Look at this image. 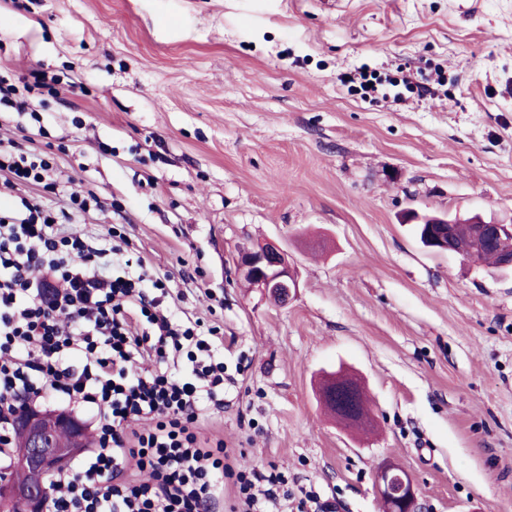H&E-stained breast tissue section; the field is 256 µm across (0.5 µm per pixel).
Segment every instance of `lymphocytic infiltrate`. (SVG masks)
I'll list each match as a JSON object with an SVG mask.
<instances>
[{
	"label": "lymphocytic infiltrate",
	"mask_w": 512,
	"mask_h": 512,
	"mask_svg": "<svg viewBox=\"0 0 512 512\" xmlns=\"http://www.w3.org/2000/svg\"><path fill=\"white\" fill-rule=\"evenodd\" d=\"M42 154L0 155L10 185H39ZM70 196L55 214L37 198L0 212V456L19 411L46 397L94 412L93 453L47 482L48 512H277L274 469L234 470L221 439L199 432L224 407L218 330L165 307V280L126 236L70 231L100 206Z\"/></svg>",
	"instance_id": "lymphocytic-infiltrate-1"
}]
</instances>
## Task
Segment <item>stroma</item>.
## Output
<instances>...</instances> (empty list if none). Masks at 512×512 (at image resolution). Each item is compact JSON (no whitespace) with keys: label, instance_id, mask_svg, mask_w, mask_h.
<instances>
[{"label":"stroma","instance_id":"obj_1","mask_svg":"<svg viewBox=\"0 0 512 512\" xmlns=\"http://www.w3.org/2000/svg\"><path fill=\"white\" fill-rule=\"evenodd\" d=\"M0 10V74L57 97L0 106V150L54 160L49 187L0 181V208L72 192L120 226L179 305L224 338V408L204 416L234 468L335 512H382L379 466L423 512H512V272L423 247L410 214L512 222V0H20ZM437 94L361 97L359 68ZM276 241L298 287L270 305L240 246ZM364 383L371 425L328 416L318 376ZM376 494L394 502L397 512H419V493L411 477L401 468L381 466L374 480Z\"/></svg>","mask_w":512,"mask_h":512}]
</instances>
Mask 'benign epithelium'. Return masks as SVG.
<instances>
[{"instance_id":"7a95c632","label":"benign epithelium","mask_w":512,"mask_h":512,"mask_svg":"<svg viewBox=\"0 0 512 512\" xmlns=\"http://www.w3.org/2000/svg\"><path fill=\"white\" fill-rule=\"evenodd\" d=\"M425 236L428 248L443 252L448 250L461 257L474 253L470 242L455 238L452 226L455 219L426 217ZM474 226L473 239L484 246L493 245L497 238L512 234V224H489L478 217L465 220ZM236 277L258 289L272 305L288 303L292 290L297 288L296 279L284 249L272 240L244 245L239 249L235 267ZM341 389L330 385L319 391L322 402L337 406L351 416L359 409L346 402L361 391L355 380L342 376ZM65 431L70 442L66 448L55 444L57 433ZM85 425L66 411L24 409L15 424V444L12 465L22 471L26 479L22 484L0 483V504L22 512H46L48 489L47 476L65 468L70 460L90 448L86 439ZM376 494L397 505V512H419V493L411 477L401 468L386 464L381 466L374 480Z\"/></svg>"}]
</instances>
